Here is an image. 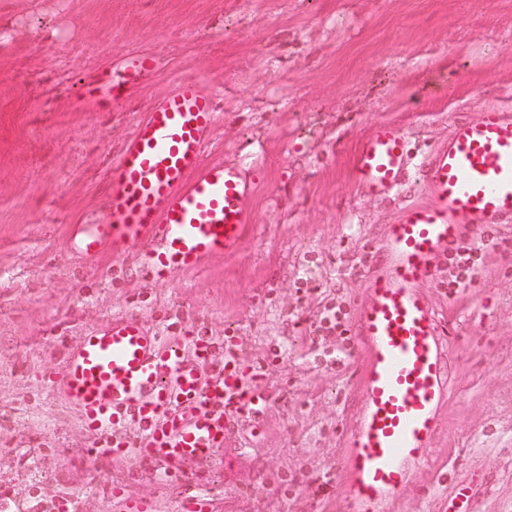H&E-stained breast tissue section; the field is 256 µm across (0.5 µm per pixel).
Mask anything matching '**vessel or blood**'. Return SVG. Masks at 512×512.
Here are the masks:
<instances>
[{"instance_id":"b4317fda","label":"vessel or blood","mask_w":512,"mask_h":512,"mask_svg":"<svg viewBox=\"0 0 512 512\" xmlns=\"http://www.w3.org/2000/svg\"><path fill=\"white\" fill-rule=\"evenodd\" d=\"M211 95L193 80L157 98L107 175L109 204L96 224H78L70 243L95 254L153 239L142 264L170 276L235 250L254 216L237 168L204 163L214 123ZM412 162L397 127L380 123L353 160L364 189L386 195ZM428 202L405 205L378 241L367 298L356 312L362 345L361 390L340 461L345 512H393L427 462L448 399L445 327L424 297L436 261L478 234L512 219V110L456 123L447 143L421 163ZM212 352L195 342V361L134 317L87 332L69 358L63 386L86 427L116 428L135 417L145 455L176 464L224 445V397L240 391L241 368L204 381L198 363Z\"/></svg>"}]
</instances>
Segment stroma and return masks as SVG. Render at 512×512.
<instances>
[{"instance_id":"35a3bbf8","label":"stroma","mask_w":512,"mask_h":512,"mask_svg":"<svg viewBox=\"0 0 512 512\" xmlns=\"http://www.w3.org/2000/svg\"><path fill=\"white\" fill-rule=\"evenodd\" d=\"M0 503L37 512H118L114 492L184 512H345L310 477L338 481L358 396L361 342L341 370L315 365L306 329L325 293L349 311L367 297L357 260L399 207L427 201L424 158L456 121L512 109V0H0ZM151 65L128 77L132 55ZM185 79L223 100L206 162L239 168L255 221L238 248L160 277L128 243L95 257L69 244L97 223L107 173L153 102ZM393 123L413 163L388 196L352 160ZM471 287L425 295L446 320L451 388L431 456L395 512H512V220ZM133 315L164 341L235 337L241 369L278 358L254 386L256 420L227 422L224 447L177 465L139 453L135 420L86 428L62 373L89 330ZM120 434L130 453L100 450ZM299 476L283 493L282 476Z\"/></svg>"}]
</instances>
